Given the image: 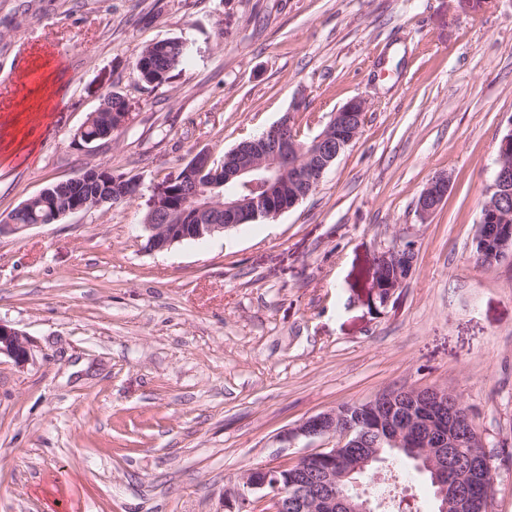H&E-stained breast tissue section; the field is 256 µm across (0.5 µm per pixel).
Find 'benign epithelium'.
<instances>
[{"label": "benign epithelium", "mask_w": 512, "mask_h": 512, "mask_svg": "<svg viewBox=\"0 0 512 512\" xmlns=\"http://www.w3.org/2000/svg\"><path fill=\"white\" fill-rule=\"evenodd\" d=\"M366 112L365 101L350 100L330 117L326 130L310 144L298 143V137L280 138L273 132H265L252 140H246L229 151L224 168H211L213 161L206 152L194 156L192 190L185 205L186 213L196 219L219 208L224 210L226 224H146V232L154 236L153 250L162 251L183 241L188 232L194 238L203 239L246 223L259 213L278 216L284 188L294 182L309 184V190L296 195L301 200L319 184L325 170L337 157L333 144L341 143L355 122ZM512 157V128L499 142L493 183L487 191L491 200L486 210L490 218H502L501 202L512 197V168L506 161ZM208 174L220 177L224 182H237L243 193L227 197L224 203L210 196L199 178ZM450 177L443 174L433 178L420 195L418 212L421 217L431 216L448 193ZM486 233L498 236V250L507 253L512 248V228L495 225ZM416 249L409 241L397 239L379 257V267L397 264L403 251ZM6 355L23 367L28 364L30 341L25 334L0 320V356ZM370 422L362 420L345 422L339 408H332L302 420L280 436V441L293 444L300 439L313 442L327 441V446L304 454L290 463L277 466H260L245 470L225 491L224 508L227 512H249L256 504L270 505V512H374L368 494L359 491L353 495L336 493V482L351 480L356 473L379 462L378 442L392 448H404L417 433L425 430L428 437L421 443L426 470L432 474L437 487L439 512H471V495L448 483V451L462 441L460 418L471 424L469 409L446 390H388L378 394L367 404ZM342 465L336 466V457ZM472 482L484 491V498L491 497L495 481L485 449H470L467 459ZM311 471L314 478L309 484L300 485L293 498L280 489L279 481Z\"/></svg>", "instance_id": "7a95c632"}]
</instances>
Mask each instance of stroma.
Here are the masks:
<instances>
[{"mask_svg":"<svg viewBox=\"0 0 512 512\" xmlns=\"http://www.w3.org/2000/svg\"><path fill=\"white\" fill-rule=\"evenodd\" d=\"M191 47L153 88L140 47ZM0 219L97 164L132 200L0 235V512H225L244 470L315 443L279 436L392 389L471 410L512 512V254L473 256L512 128V0H0ZM110 93L130 120L79 132ZM366 100L358 138L293 209L167 250L142 228L156 184L198 152L222 162L293 115L317 135ZM448 196L428 219L433 177ZM416 243L387 300L379 256ZM450 177L443 174L433 178L420 195L418 212L421 217L431 216L448 193ZM6 355L17 366L28 364L30 353V341L25 334L0 320V356Z\"/></svg>","mask_w":512,"mask_h":512,"instance_id":"35a3bbf8","label":"stroma"}]
</instances>
